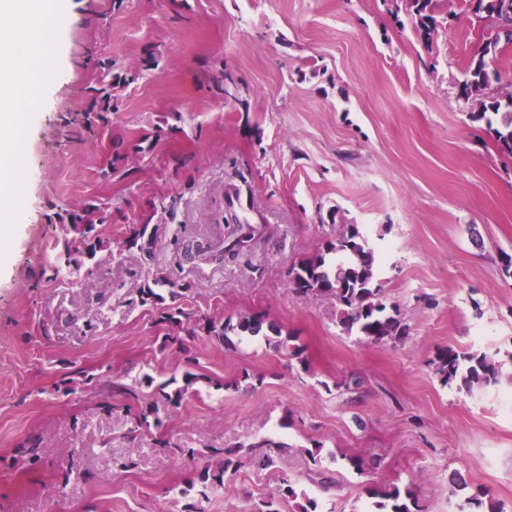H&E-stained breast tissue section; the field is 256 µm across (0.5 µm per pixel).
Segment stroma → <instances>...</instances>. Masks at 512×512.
I'll use <instances>...</instances> for the list:
<instances>
[{"label":"stroma","instance_id":"obj_1","mask_svg":"<svg viewBox=\"0 0 512 512\" xmlns=\"http://www.w3.org/2000/svg\"><path fill=\"white\" fill-rule=\"evenodd\" d=\"M412 19L406 0H63L0 240V512H252L284 475L318 512H364L373 485L413 489L423 512H482L478 489L512 512V159L459 95L488 32L467 0H444L430 41ZM101 79L112 105L89 133ZM231 184L250 197L246 256L186 260L174 237L219 234ZM164 197L174 214H151ZM88 199L107 203L111 245L67 283L49 268L57 214ZM148 220L166 227L149 264L126 245ZM348 224L381 256L404 341L345 334L331 299L291 289L289 269ZM151 270L182 284L191 321L267 314L306 364L260 338L169 342L138 298ZM444 346L492 355L499 385H443ZM188 372L194 390L161 402ZM30 435L41 460L17 465ZM261 438L288 445L276 467L188 491L221 449Z\"/></svg>","mask_w":512,"mask_h":512}]
</instances>
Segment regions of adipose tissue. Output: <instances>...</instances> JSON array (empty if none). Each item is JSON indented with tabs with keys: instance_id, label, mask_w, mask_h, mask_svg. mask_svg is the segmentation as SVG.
I'll return each instance as SVG.
<instances>
[{
	"instance_id": "adipose-tissue-1",
	"label": "adipose tissue",
	"mask_w": 512,
	"mask_h": 512,
	"mask_svg": "<svg viewBox=\"0 0 512 512\" xmlns=\"http://www.w3.org/2000/svg\"><path fill=\"white\" fill-rule=\"evenodd\" d=\"M61 0L35 8L32 0H0V211L12 203V171L19 155L18 128L22 110L33 104L34 71L47 51L46 13Z\"/></svg>"
}]
</instances>
